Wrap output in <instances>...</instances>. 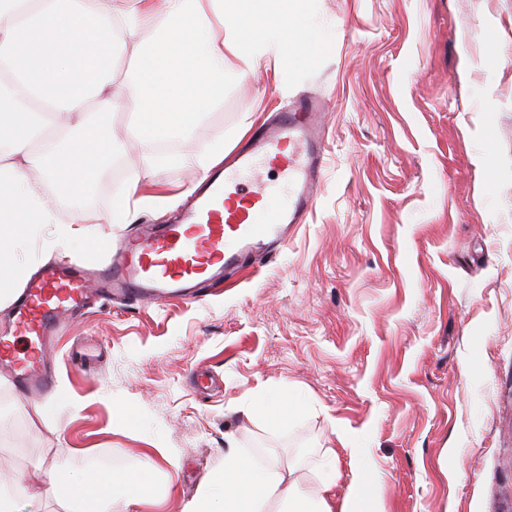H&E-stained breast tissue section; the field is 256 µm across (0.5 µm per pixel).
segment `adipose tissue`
Here are the masks:
<instances>
[{"mask_svg":"<svg viewBox=\"0 0 512 512\" xmlns=\"http://www.w3.org/2000/svg\"><path fill=\"white\" fill-rule=\"evenodd\" d=\"M311 0H0V280H17L12 257L34 232L53 224L47 182L68 196L88 191L112 154L115 135L99 124L98 112L117 100L131 110V143L170 140L190 131L224 84L226 56L252 65L273 54L294 66L317 54ZM150 30L134 69L114 86L112 66L120 39ZM98 112H90L89 103ZM43 177L30 179L28 168ZM156 159L143 157L140 172L107 213L75 210V224H119L130 211L158 208L160 197L141 190ZM159 465L147 458L136 472L47 471L39 497L63 512H104L122 502L140 512L159 491ZM340 473L333 449L323 451L302 484L277 461L257 462L240 449L224 451V464L203 482L183 512H336L325 497ZM337 512H385L377 480L356 470Z\"/></svg>","mask_w":512,"mask_h":512,"instance_id":"obj_1","label":"adipose tissue"}]
</instances>
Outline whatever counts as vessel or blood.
<instances>
[{"mask_svg": "<svg viewBox=\"0 0 512 512\" xmlns=\"http://www.w3.org/2000/svg\"><path fill=\"white\" fill-rule=\"evenodd\" d=\"M328 111L315 93L289 99L208 175L175 223L144 224L134 238L99 242L98 270L65 260L43 264L16 300L12 334L0 336V363L14 367L17 390L32 398L51 392L49 358L61 325L92 286L133 303L190 297L286 246L319 198Z\"/></svg>", "mask_w": 512, "mask_h": 512, "instance_id": "vessel-or-blood-1", "label": "vessel or blood"}]
</instances>
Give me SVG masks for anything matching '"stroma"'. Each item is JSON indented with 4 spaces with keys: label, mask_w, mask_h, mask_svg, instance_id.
Wrapping results in <instances>:
<instances>
[{
    "label": "stroma",
    "mask_w": 512,
    "mask_h": 512,
    "mask_svg": "<svg viewBox=\"0 0 512 512\" xmlns=\"http://www.w3.org/2000/svg\"><path fill=\"white\" fill-rule=\"evenodd\" d=\"M311 9L314 64L229 58L187 137L117 147L80 201L47 185L58 222L16 263L33 269L53 242L96 264L101 238L180 213L58 241L75 205L111 209L141 155L168 159L146 191L176 195L216 137L233 150L293 95L332 104L319 200L284 249L197 302L89 303L64 322L47 399H22L0 369V473L33 493L20 512H53L36 496L50 468L132 473L153 448L172 458V485L143 512H182L231 440L304 482L316 449L333 448L342 472L376 475L386 512H512V0ZM267 394L294 404L247 420Z\"/></svg>",
    "instance_id": "obj_1"
}]
</instances>
